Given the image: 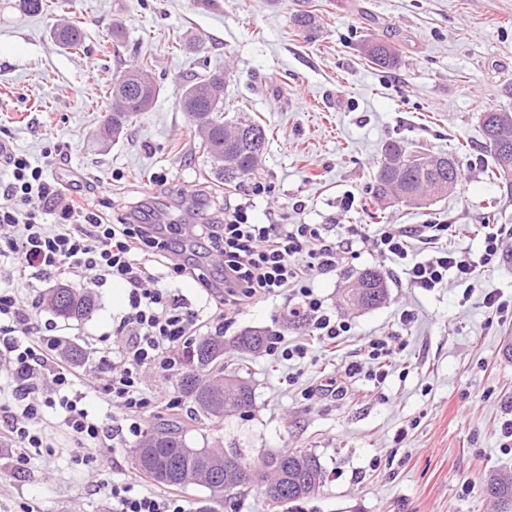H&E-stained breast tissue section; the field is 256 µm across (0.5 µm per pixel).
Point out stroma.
<instances>
[{"label": "stroma", "instance_id": "1", "mask_svg": "<svg viewBox=\"0 0 512 512\" xmlns=\"http://www.w3.org/2000/svg\"><path fill=\"white\" fill-rule=\"evenodd\" d=\"M25 16L0 0V139L45 161L63 184L77 182L86 206L111 221L193 224L219 221L228 204L252 196L255 224H318L329 236L359 234L336 271L313 279L329 312L347 321L338 346L312 339L287 296L229 311L222 333L261 328L306 344L305 358L277 362L227 349L224 367L247 373L252 408L218 425L192 424L200 448L236 445L255 455L305 448L327 471L320 493L299 512H494L482 479L512 469L499 427L512 417V359L502 346L512 321L498 319L487 294L512 299V198L486 173L480 116L511 109L512 0H48ZM311 11L319 27L296 31L290 18ZM80 22L84 47L71 53L49 35ZM126 38L113 42V25ZM380 38L398 51L382 70L361 52ZM147 62L159 94L111 143L100 140L107 89L118 68ZM224 68V109L269 130L263 164L227 184L194 144L179 89ZM455 154L462 173L448 195L417 208L389 201L374 218L370 200L383 146ZM498 206L503 252L471 285L426 291L373 250L380 224H449L448 248L481 249L489 202ZM383 269L389 295L372 310L340 303L354 275ZM92 289L98 311L86 322L57 321L63 341L78 344L80 369L99 370L127 303L117 284L91 275L68 279ZM410 321H402V312ZM369 336L392 337L397 354L383 382L360 376L345 391L323 386L339 376ZM132 444L91 468L44 456L19 468L0 445V512H112V487L152 489L132 462Z\"/></svg>", "mask_w": 512, "mask_h": 512}]
</instances>
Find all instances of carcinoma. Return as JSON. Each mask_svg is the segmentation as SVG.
<instances>
[{"mask_svg": "<svg viewBox=\"0 0 512 512\" xmlns=\"http://www.w3.org/2000/svg\"><path fill=\"white\" fill-rule=\"evenodd\" d=\"M16 9L24 15H38L48 4L46 0H16ZM291 23L298 31H314V14L298 11ZM51 38L64 50L78 52L83 48L82 35L76 24H61L51 31ZM363 55L372 64L393 69L399 64L394 46L384 40L362 43ZM126 74L138 77L127 91V98L118 99L113 91L106 92L111 117L102 136L106 140L120 136L134 116L150 109L159 87L147 73V65L140 63L116 72L119 79ZM179 106L188 116L197 138V148L209 159L218 176L226 183L253 175L262 164L269 142L266 128L255 120L241 116L226 118L224 112V70L218 69L182 87ZM485 148L491 164L487 170L491 178L502 185L505 194L512 196V112L490 109L481 115ZM435 154L425 149L409 151L398 142L388 143L381 155L375 176L372 201L377 206L392 196L412 193L417 204L429 197L448 194V185H457L461 171L448 165L433 167L428 160ZM356 288L342 291V303L347 307H361V301L375 308L387 300V283L379 269H366L354 280ZM47 307L63 320H89L97 310V301L86 288H72L59 284L46 297ZM269 334L260 328L243 330L234 341V347L247 354H260L269 344ZM178 389L190 404V416L177 422L158 426L140 439L132 451L136 469L154 481L166 486H199L210 492L204 512H219L224 499L244 492L245 486L224 487V467L256 470L261 475V487L274 485L279 495H265L270 509H280L291 503L304 501L316 495L326 481V470L320 458L305 450L262 452L248 456L240 448H194L183 435L186 421L221 422L226 417L243 414L252 406L253 388L243 391L224 389V336L208 334L199 337L185 353V365ZM486 495L498 506V512L508 508L512 512V472L491 471L483 479Z\"/></svg>", "mask_w": 512, "mask_h": 512, "instance_id": "carcinoma-1", "label": "carcinoma"}]
</instances>
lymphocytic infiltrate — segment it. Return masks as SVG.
I'll return each mask as SVG.
<instances>
[{
    "instance_id": "f902f5d3",
    "label": "lymphocytic infiltrate",
    "mask_w": 512,
    "mask_h": 512,
    "mask_svg": "<svg viewBox=\"0 0 512 512\" xmlns=\"http://www.w3.org/2000/svg\"><path fill=\"white\" fill-rule=\"evenodd\" d=\"M250 207V202L238 203L225 209L223 223L198 227L199 237L223 259L224 276L217 283L194 254L180 248L178 225L111 223L96 210L75 206L68 188L26 155L11 151L0 158V227L12 229L0 241V272L29 283L89 272L97 284L118 282L127 290L125 312L112 331L117 344L100 357V370L92 377L122 415L114 426L85 407L76 368L54 357L60 340L51 323L38 320L15 289L0 290V356L8 357L13 376L10 393L0 400V440L14 445L18 465H28L47 447L40 424L48 413L61 417L71 451L92 463L110 458L116 445L141 437L158 410H180L178 395L145 387L149 370L177 368L178 350L187 348L202 326L199 310L175 297L170 281L191 277L228 310L286 291L321 340L333 343L349 332L348 323L332 317L312 285L313 276L335 271L346 243L323 234L316 224L251 223ZM448 230L445 224L423 225L418 237L427 253L422 257L411 251V233L400 224L381 225L372 246L412 287L425 290L451 280L472 281L478 268L496 264L502 254L495 232L485 235L475 256L437 248ZM363 348L366 362L348 363L345 377L364 373L384 380V363L395 352L390 338L368 337ZM112 509L187 512L180 499L135 494L126 485L113 486Z\"/></svg>"
}]
</instances>
